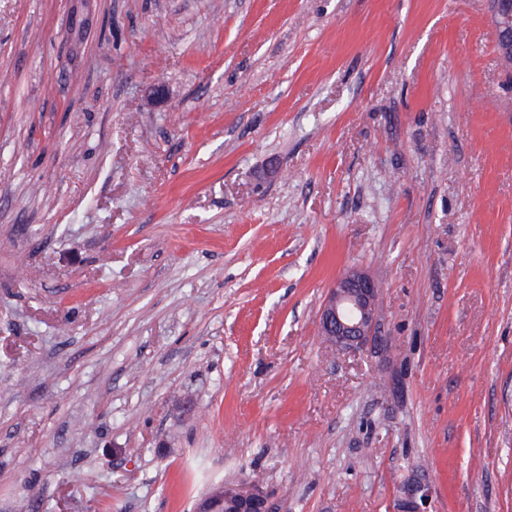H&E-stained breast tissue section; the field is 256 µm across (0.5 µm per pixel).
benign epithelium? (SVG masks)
Wrapping results in <instances>:
<instances>
[{
	"label": "benign epithelium",
	"mask_w": 512,
	"mask_h": 512,
	"mask_svg": "<svg viewBox=\"0 0 512 512\" xmlns=\"http://www.w3.org/2000/svg\"><path fill=\"white\" fill-rule=\"evenodd\" d=\"M496 36V50L506 69L512 71V0H488ZM380 286L367 273L350 270L329 289L319 316V332L328 344L351 352L377 337ZM432 485L413 483L398 500V512H427ZM270 512L267 495L260 488L238 483L218 486L194 504L193 512Z\"/></svg>",
	"instance_id": "7a95c632"
}]
</instances>
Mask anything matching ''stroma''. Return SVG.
<instances>
[{
    "label": "stroma",
    "mask_w": 512,
    "mask_h": 512,
    "mask_svg": "<svg viewBox=\"0 0 512 512\" xmlns=\"http://www.w3.org/2000/svg\"><path fill=\"white\" fill-rule=\"evenodd\" d=\"M73 8L0 0V512H512L487 0H90L76 51ZM353 269L381 336L342 353ZM380 286L367 273L350 270L329 289L319 316V332L340 352H351L377 337ZM432 497V485L425 480L413 483L398 500V512H428L427 505ZM232 506L230 512H269L267 495L260 488L238 483L225 490L215 487L208 495L194 504V512H223L224 505Z\"/></svg>",
    "instance_id": "1"
}]
</instances>
